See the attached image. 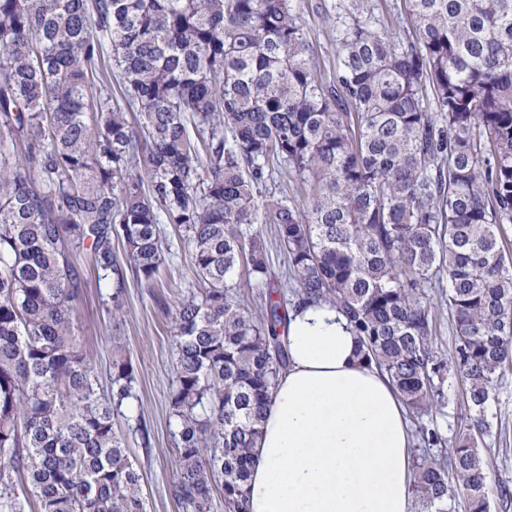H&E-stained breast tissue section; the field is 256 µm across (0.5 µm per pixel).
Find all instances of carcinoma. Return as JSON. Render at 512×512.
Returning <instances> with one entry per match:
<instances>
[{"label":"carcinoma","instance_id":"carcinoma-1","mask_svg":"<svg viewBox=\"0 0 512 512\" xmlns=\"http://www.w3.org/2000/svg\"><path fill=\"white\" fill-rule=\"evenodd\" d=\"M297 0H0V512H146L109 395L82 349L76 251L122 310L153 288L161 218L199 288L175 305L169 412L186 512H248L253 448L288 368V313L328 302L387 375L424 446L421 512H489L512 491L483 455L512 372V0H406L415 38L352 0L321 78ZM118 72L126 107L105 96ZM432 94L437 113L426 106ZM278 167L305 202L266 192ZM275 224L292 297L258 234ZM120 241L123 254L113 242ZM265 288L248 304L237 277ZM446 275L453 353L434 352L426 289ZM464 382V428L425 418Z\"/></svg>","mask_w":512,"mask_h":512}]
</instances>
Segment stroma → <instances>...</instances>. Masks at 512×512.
Masks as SVG:
<instances>
[{"label":"stroma","instance_id":"35a3bbf8","mask_svg":"<svg viewBox=\"0 0 512 512\" xmlns=\"http://www.w3.org/2000/svg\"><path fill=\"white\" fill-rule=\"evenodd\" d=\"M349 0H300V23L315 62L325 77L339 69L336 35ZM168 248L161 267V285L143 288L129 283L123 295L121 324L112 321L109 282L97 279L88 252H78L86 284L75 307L79 334L101 384L112 374V348L122 346L137 375L136 396L115 418V427L128 441V452L144 478L147 512H183L172 492L175 444L169 427L168 393L174 376L177 330L174 306L196 288L189 249L177 229L163 225ZM495 429L487 439L491 476L512 487V374L502 380L493 405ZM146 426L150 446L141 443L139 426Z\"/></svg>","mask_w":512,"mask_h":512}]
</instances>
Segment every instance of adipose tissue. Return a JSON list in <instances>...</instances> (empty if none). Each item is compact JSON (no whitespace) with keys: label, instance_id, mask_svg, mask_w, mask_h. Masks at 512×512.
I'll list each match as a JSON object with an SVG mask.
<instances>
[{"label":"adipose tissue","instance_id":"1","mask_svg":"<svg viewBox=\"0 0 512 512\" xmlns=\"http://www.w3.org/2000/svg\"><path fill=\"white\" fill-rule=\"evenodd\" d=\"M288 341L254 448L249 512H412L405 407L359 361L346 319L328 304L302 307Z\"/></svg>","mask_w":512,"mask_h":512}]
</instances>
